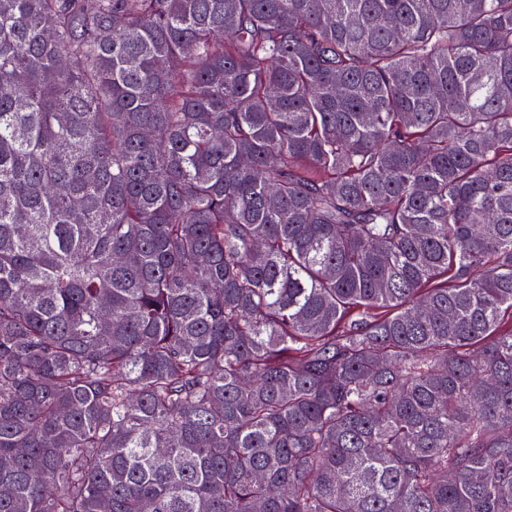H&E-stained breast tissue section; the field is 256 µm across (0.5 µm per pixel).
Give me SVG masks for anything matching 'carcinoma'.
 Segmentation results:
<instances>
[{"instance_id": "1", "label": "carcinoma", "mask_w": 512, "mask_h": 512, "mask_svg": "<svg viewBox=\"0 0 512 512\" xmlns=\"http://www.w3.org/2000/svg\"><path fill=\"white\" fill-rule=\"evenodd\" d=\"M0 512H512V0H0Z\"/></svg>"}]
</instances>
